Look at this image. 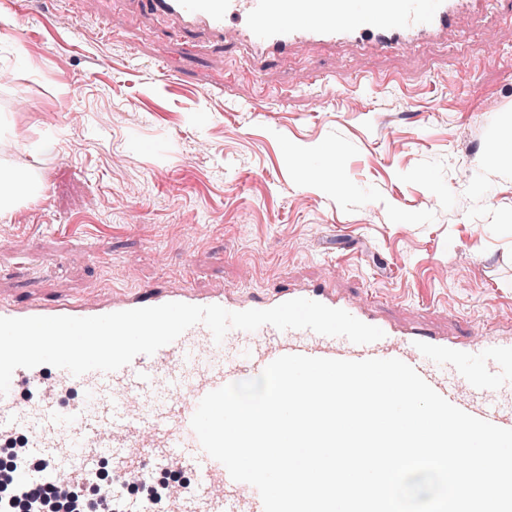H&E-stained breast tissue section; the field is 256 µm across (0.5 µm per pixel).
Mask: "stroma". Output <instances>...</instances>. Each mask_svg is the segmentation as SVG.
I'll return each mask as SVG.
<instances>
[{"mask_svg": "<svg viewBox=\"0 0 512 512\" xmlns=\"http://www.w3.org/2000/svg\"><path fill=\"white\" fill-rule=\"evenodd\" d=\"M182 49L120 0H0V170L44 188L0 214L1 298L324 279L400 324L512 325V0L392 53Z\"/></svg>", "mask_w": 512, "mask_h": 512, "instance_id": "1", "label": "stroma"}]
</instances>
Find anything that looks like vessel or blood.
I'll return each instance as SVG.
<instances>
[{
	"label": "vessel or blood",
	"instance_id": "obj_1",
	"mask_svg": "<svg viewBox=\"0 0 512 512\" xmlns=\"http://www.w3.org/2000/svg\"><path fill=\"white\" fill-rule=\"evenodd\" d=\"M152 17L172 21L197 44L243 48L255 68L288 56L303 44L398 50L447 37L464 13L477 14L491 0H134ZM307 298L347 311L381 328L382 339L355 344L308 329L229 330L215 341L204 324L186 330L153 355H138L112 371L80 376L40 365L19 368L13 388L0 397V437L26 442L35 468L18 469L14 483L25 491L66 483L77 489L111 458L119 477L109 491L115 512H263L252 485L233 480L207 455L191 427L200 400L210 391L258 377L283 355L361 361L397 358L451 404L498 427L512 429V336L484 334L457 341L416 326L402 330L376 315L370 303L337 296L328 282L311 288L284 286L265 296L241 295L192 283L177 288L145 285L131 294L50 300L0 299V317H93L169 302L219 305L237 312L269 309ZM26 385L36 402L21 400ZM156 468H177L191 484L162 499L127 495L124 477H149Z\"/></svg>",
	"mask_w": 512,
	"mask_h": 512
}]
</instances>
